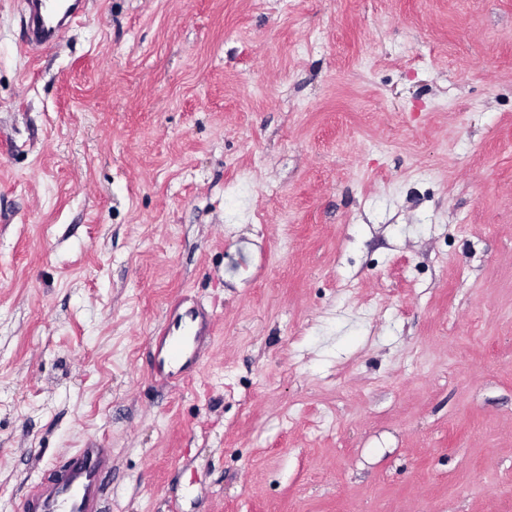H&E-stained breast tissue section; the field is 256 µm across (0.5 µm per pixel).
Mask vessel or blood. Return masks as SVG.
Segmentation results:
<instances>
[{"label":"vessel or blood","mask_w":512,"mask_h":512,"mask_svg":"<svg viewBox=\"0 0 512 512\" xmlns=\"http://www.w3.org/2000/svg\"><path fill=\"white\" fill-rule=\"evenodd\" d=\"M28 43L52 45L59 29L86 10L82 0H25ZM213 334V317L198 308L167 318L156 338L155 371L175 378L177 369L198 361ZM112 473V451L94 444L73 449L58 461L49 477L22 503V512H104L106 481Z\"/></svg>","instance_id":"vessel-or-blood-1"}]
</instances>
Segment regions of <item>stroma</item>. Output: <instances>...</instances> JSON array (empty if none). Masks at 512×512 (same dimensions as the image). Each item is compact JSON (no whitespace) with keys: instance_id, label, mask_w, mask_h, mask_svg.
Instances as JSON below:
<instances>
[{"instance_id":"1","label":"stroma","mask_w":512,"mask_h":512,"mask_svg":"<svg viewBox=\"0 0 512 512\" xmlns=\"http://www.w3.org/2000/svg\"><path fill=\"white\" fill-rule=\"evenodd\" d=\"M91 438L111 512H512V0H0V512ZM68 7L60 13L65 5L60 0H26L28 14V45L46 47L52 45L59 29L66 23L80 17L90 1L70 0ZM212 315L192 307L166 318L156 338L154 370L158 374L170 379L181 378L178 374L181 369L198 361L204 344L213 334Z\"/></svg>"}]
</instances>
